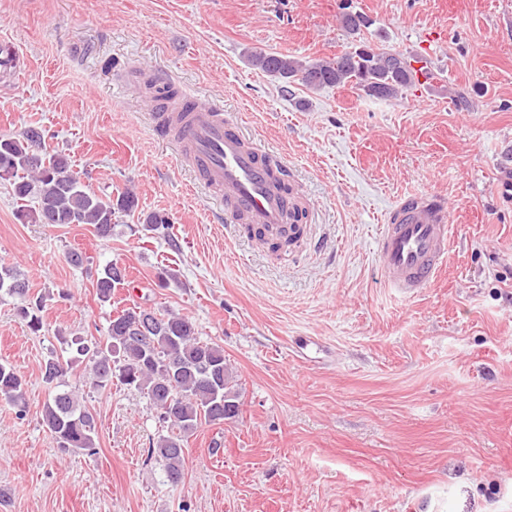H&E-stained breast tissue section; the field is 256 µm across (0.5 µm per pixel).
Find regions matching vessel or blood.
I'll return each instance as SVG.
<instances>
[{
  "mask_svg": "<svg viewBox=\"0 0 512 512\" xmlns=\"http://www.w3.org/2000/svg\"><path fill=\"white\" fill-rule=\"evenodd\" d=\"M153 128L171 141L189 164L199 186L223 204L226 232L240 235L243 225L275 236L288 226L306 195L299 185L281 192L273 185L284 162L261 150L222 107L171 100L153 113ZM451 226L447 204L433 192L399 196L389 207L376 238V254L386 287L411 297L435 282L448 257Z\"/></svg>",
  "mask_w": 512,
  "mask_h": 512,
  "instance_id": "1",
  "label": "vessel or blood"
}]
</instances>
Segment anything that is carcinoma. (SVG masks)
Here are the masks:
<instances>
[{
  "instance_id": "1",
  "label": "carcinoma",
  "mask_w": 512,
  "mask_h": 512,
  "mask_svg": "<svg viewBox=\"0 0 512 512\" xmlns=\"http://www.w3.org/2000/svg\"><path fill=\"white\" fill-rule=\"evenodd\" d=\"M340 26L350 35L361 34L372 21L360 12L339 16ZM250 65L286 82L298 80L310 90L343 86L349 82L366 96L395 99L419 86L417 70L405 54L359 40L349 50L329 59L303 61L298 58L254 52ZM0 179L9 181L20 203V216L38 224H90L100 239L112 236L115 214L134 210L135 196L128 192L112 201L86 186L61 154H50L44 134L28 128L21 137L0 136ZM34 198L37 207L27 209ZM125 269L112 263L96 281L98 300H112L117 286L125 283ZM26 297L25 282L16 270L0 268V292ZM39 306L23 305L19 315L37 332L42 319ZM150 319L148 334L138 332ZM77 353L88 356L90 385L103 388L117 379L121 384L147 395L160 422L170 433L158 438L150 452L162 463L168 480L184 477L188 434L202 423L219 424L224 410L238 415L239 404L233 374L224 358V348L197 336L194 322L186 315L156 313L133 306L110 320L104 339L93 347L80 345ZM68 367L51 357L42 365L43 382L51 390L42 412V422L57 445L71 452L94 448L96 423L73 391L64 389L62 378ZM23 375L10 363L0 362V398L25 412Z\"/></svg>"
}]
</instances>
